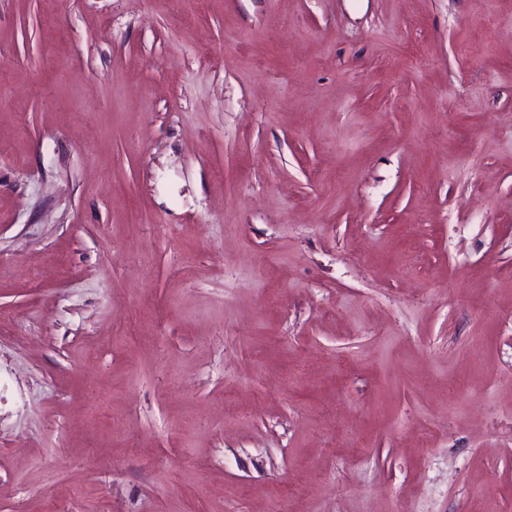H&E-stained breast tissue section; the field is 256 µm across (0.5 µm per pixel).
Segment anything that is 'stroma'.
<instances>
[{
    "mask_svg": "<svg viewBox=\"0 0 512 512\" xmlns=\"http://www.w3.org/2000/svg\"><path fill=\"white\" fill-rule=\"evenodd\" d=\"M512 512V0H0V512Z\"/></svg>",
    "mask_w": 512,
    "mask_h": 512,
    "instance_id": "stroma-1",
    "label": "stroma"
}]
</instances>
